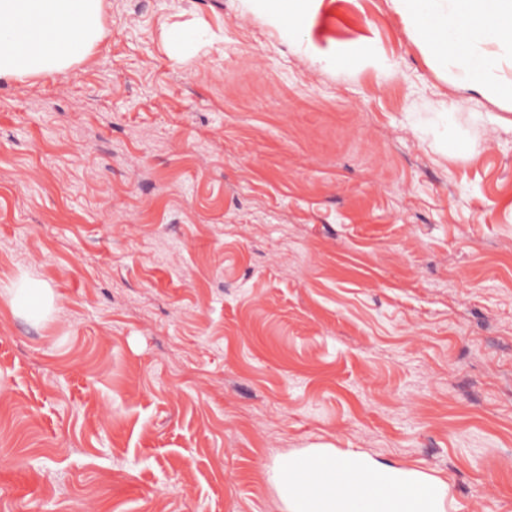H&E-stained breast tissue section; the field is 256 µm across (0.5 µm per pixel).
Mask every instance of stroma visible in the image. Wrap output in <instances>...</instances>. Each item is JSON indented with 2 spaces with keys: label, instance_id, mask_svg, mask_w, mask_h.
<instances>
[{
  "label": "stroma",
  "instance_id": "1",
  "mask_svg": "<svg viewBox=\"0 0 512 512\" xmlns=\"http://www.w3.org/2000/svg\"><path fill=\"white\" fill-rule=\"evenodd\" d=\"M103 20L0 82V270L57 295L0 306V512H273L263 471L318 444L512 512V105L446 117L389 0L293 34L244 0ZM369 55V44L366 41L358 40L347 44L341 51L336 52L330 62L336 66H348L369 57ZM56 297L46 280L26 275L7 277L0 290L2 303L13 315L37 324L47 321L54 310Z\"/></svg>",
  "mask_w": 512,
  "mask_h": 512
}]
</instances>
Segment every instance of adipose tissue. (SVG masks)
<instances>
[{"mask_svg": "<svg viewBox=\"0 0 512 512\" xmlns=\"http://www.w3.org/2000/svg\"><path fill=\"white\" fill-rule=\"evenodd\" d=\"M270 22L302 29L322 0H248ZM409 36L462 94L512 102V0H391ZM104 36L103 0H0V81L62 74ZM56 294L26 275L0 284V303L47 321ZM276 512H456L447 481L361 450L330 445L278 456L263 473Z\"/></svg>", "mask_w": 512, "mask_h": 512, "instance_id": "adipose-tissue-1", "label": "adipose tissue"}]
</instances>
